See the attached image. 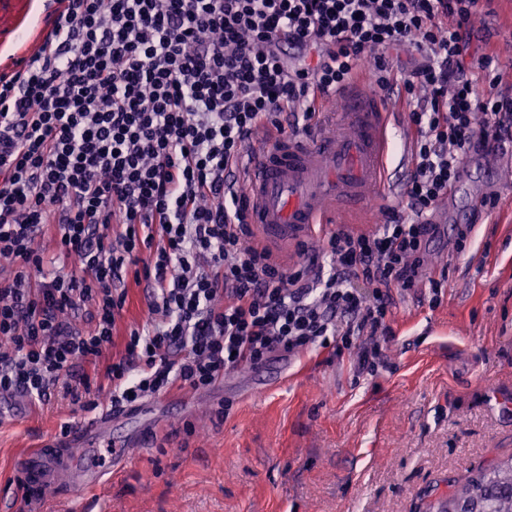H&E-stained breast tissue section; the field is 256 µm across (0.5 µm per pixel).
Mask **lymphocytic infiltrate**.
<instances>
[{"mask_svg": "<svg viewBox=\"0 0 512 512\" xmlns=\"http://www.w3.org/2000/svg\"><path fill=\"white\" fill-rule=\"evenodd\" d=\"M478 2L48 0L35 49L0 71V394L77 404L100 375L123 411L317 348L376 375L393 289L441 302L432 213L468 156L512 145L499 58L469 51ZM365 62L375 90H403L401 204L285 271L246 222L239 161L259 127L311 133ZM129 279L147 320L120 335Z\"/></svg>", "mask_w": 512, "mask_h": 512, "instance_id": "obj_1", "label": "lymphocytic infiltrate"}]
</instances>
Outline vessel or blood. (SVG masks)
Listing matches in <instances>:
<instances>
[{
	"instance_id": "1",
	"label": "vessel or blood",
	"mask_w": 512,
	"mask_h": 512,
	"mask_svg": "<svg viewBox=\"0 0 512 512\" xmlns=\"http://www.w3.org/2000/svg\"><path fill=\"white\" fill-rule=\"evenodd\" d=\"M341 96L343 112L317 127L312 137L286 136L253 152L245 193L249 221L261 242H294L326 223L330 212L365 214L373 192L389 185L387 131L397 118L369 87L367 74L354 77ZM125 414H103L81 425L77 439L109 437ZM106 470L87 462L71 482L76 492L97 488Z\"/></svg>"
}]
</instances>
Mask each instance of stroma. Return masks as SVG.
Listing matches in <instances>:
<instances>
[{"label":"stroma","mask_w":512,"mask_h":512,"mask_svg":"<svg viewBox=\"0 0 512 512\" xmlns=\"http://www.w3.org/2000/svg\"><path fill=\"white\" fill-rule=\"evenodd\" d=\"M471 25L473 49L498 47L512 90V22L495 4ZM501 160L475 155L450 191L424 257L426 271L448 274L442 302L394 289L395 338L376 376L308 352L147 400L142 446L84 500L21 462L51 442L82 458L61 428L109 410L106 391L94 409L2 395L0 512H29L22 482L43 494L38 512H432L449 485L512 460V167ZM492 194L499 208L481 211ZM469 223L475 233L456 249L455 227Z\"/></svg>","instance_id":"stroma-1"}]
</instances>
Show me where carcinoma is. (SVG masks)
Listing matches in <instances>:
<instances>
[{
  "label": "carcinoma",
  "mask_w": 512,
  "mask_h": 512,
  "mask_svg": "<svg viewBox=\"0 0 512 512\" xmlns=\"http://www.w3.org/2000/svg\"><path fill=\"white\" fill-rule=\"evenodd\" d=\"M470 506L480 512H512V463L481 473L450 491L445 512H463Z\"/></svg>",
  "instance_id": "obj_1"
}]
</instances>
